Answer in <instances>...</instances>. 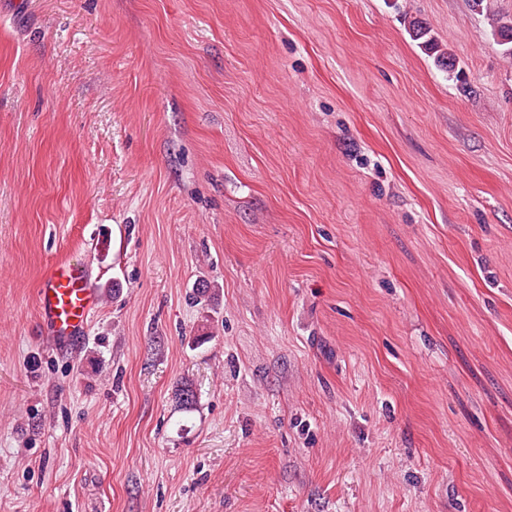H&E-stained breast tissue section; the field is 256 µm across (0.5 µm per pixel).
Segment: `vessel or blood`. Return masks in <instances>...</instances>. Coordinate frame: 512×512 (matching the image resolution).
I'll list each match as a JSON object with an SVG mask.
<instances>
[{
	"label": "vessel or blood",
	"mask_w": 512,
	"mask_h": 512,
	"mask_svg": "<svg viewBox=\"0 0 512 512\" xmlns=\"http://www.w3.org/2000/svg\"><path fill=\"white\" fill-rule=\"evenodd\" d=\"M96 307L85 266L70 261L53 264L38 291L39 314L50 335L68 341L85 328Z\"/></svg>",
	"instance_id": "obj_1"
}]
</instances>
